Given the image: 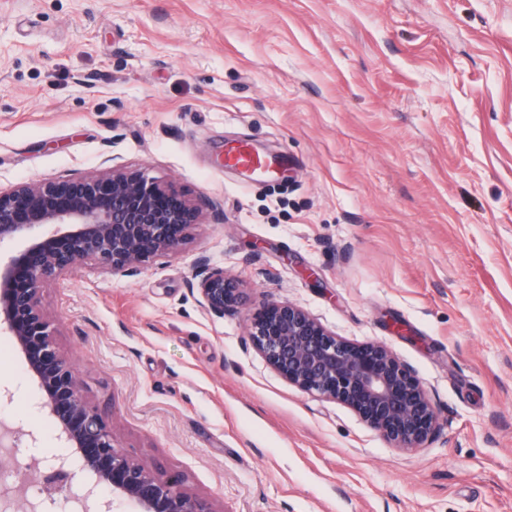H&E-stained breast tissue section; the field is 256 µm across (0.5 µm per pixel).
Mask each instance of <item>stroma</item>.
Here are the masks:
<instances>
[{
  "instance_id": "35a3bbf8",
  "label": "stroma",
  "mask_w": 512,
  "mask_h": 512,
  "mask_svg": "<svg viewBox=\"0 0 512 512\" xmlns=\"http://www.w3.org/2000/svg\"><path fill=\"white\" fill-rule=\"evenodd\" d=\"M246 140L286 155L226 169ZM145 168L205 208L137 275L84 262L41 305L117 445L212 512H512V0H0V190ZM207 258L243 285L216 317ZM289 302L409 366L439 415L402 450L279 376ZM0 419L65 449L0 332ZM224 166L225 168L240 169L256 180L283 176L288 171V166L283 160L256 154L244 143L225 151Z\"/></svg>"
}]
</instances>
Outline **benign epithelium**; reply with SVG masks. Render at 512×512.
<instances>
[{
    "label": "benign epithelium",
    "mask_w": 512,
    "mask_h": 512,
    "mask_svg": "<svg viewBox=\"0 0 512 512\" xmlns=\"http://www.w3.org/2000/svg\"><path fill=\"white\" fill-rule=\"evenodd\" d=\"M201 206L143 170L114 167L93 176L21 184L0 191V330L13 337L35 405L51 417L69 452L53 458L28 512H213L177 479H163L116 444L108 414L90 404L68 358L53 342L41 307L44 284L92 260L107 273L134 275L177 251ZM19 240L18 253L9 248ZM194 278L210 312L242 305L238 280L197 262ZM249 336L267 364L300 390L341 402L398 448H416L437 429L435 407L417 376L381 343L354 344L299 307L267 304ZM84 492H64L77 474ZM26 483L0 484V509Z\"/></svg>",
    "instance_id": "benign-epithelium-1"
}]
</instances>
